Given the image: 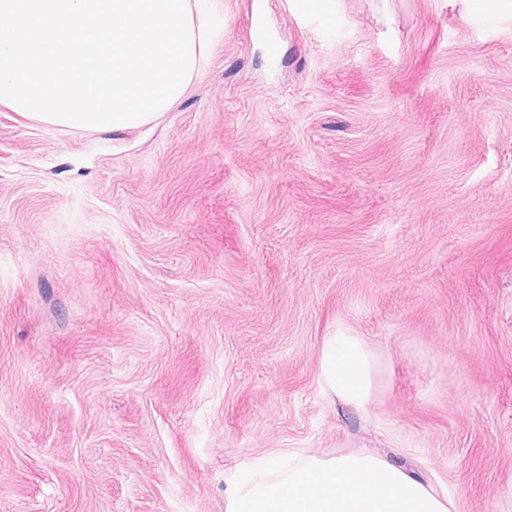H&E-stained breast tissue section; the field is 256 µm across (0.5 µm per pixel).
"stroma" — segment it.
<instances>
[{"mask_svg":"<svg viewBox=\"0 0 512 512\" xmlns=\"http://www.w3.org/2000/svg\"><path fill=\"white\" fill-rule=\"evenodd\" d=\"M148 125L0 105V512H225L281 448L512 512V8L248 0ZM337 328L364 408L320 384ZM372 348L360 337L338 328L321 347L320 380L323 389L342 404L362 407L371 388Z\"/></svg>","mask_w":512,"mask_h":512,"instance_id":"stroma-1","label":"stroma"}]
</instances>
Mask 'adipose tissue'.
<instances>
[{
  "instance_id": "adipose-tissue-1",
  "label": "adipose tissue",
  "mask_w": 512,
  "mask_h": 512,
  "mask_svg": "<svg viewBox=\"0 0 512 512\" xmlns=\"http://www.w3.org/2000/svg\"><path fill=\"white\" fill-rule=\"evenodd\" d=\"M372 348L344 329L325 337L320 380L342 404L362 407L371 388ZM225 512H450L446 497L389 459L332 457L284 448L224 476Z\"/></svg>"
}]
</instances>
